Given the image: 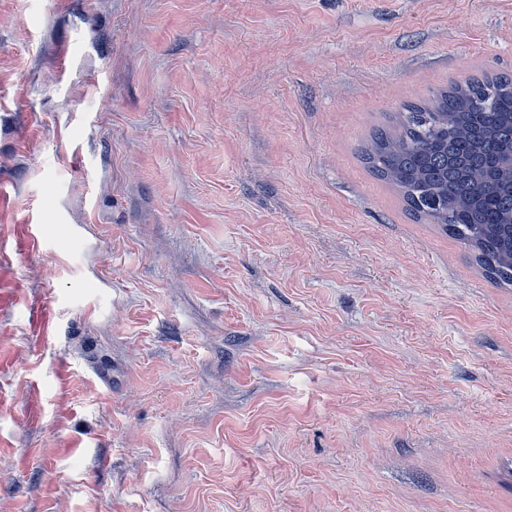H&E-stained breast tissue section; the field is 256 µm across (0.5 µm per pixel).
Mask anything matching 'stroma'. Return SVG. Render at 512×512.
<instances>
[{
    "label": "stroma",
    "mask_w": 512,
    "mask_h": 512,
    "mask_svg": "<svg viewBox=\"0 0 512 512\" xmlns=\"http://www.w3.org/2000/svg\"><path fill=\"white\" fill-rule=\"evenodd\" d=\"M512 70V0H0V512H512V288L361 150Z\"/></svg>",
    "instance_id": "stroma-1"
}]
</instances>
